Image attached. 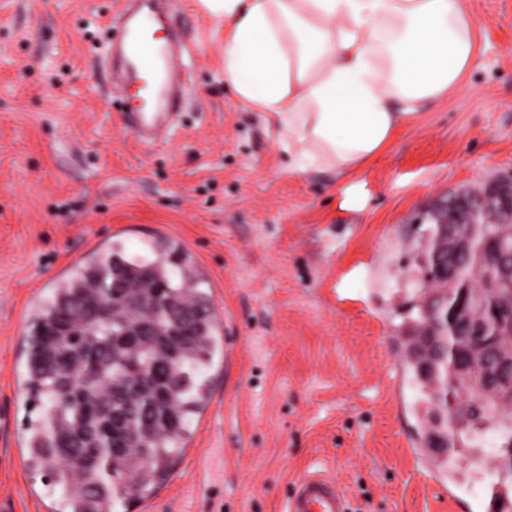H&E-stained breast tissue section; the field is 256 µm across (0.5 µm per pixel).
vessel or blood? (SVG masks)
<instances>
[{"label":"vessel or blood","mask_w":512,"mask_h":512,"mask_svg":"<svg viewBox=\"0 0 512 512\" xmlns=\"http://www.w3.org/2000/svg\"><path fill=\"white\" fill-rule=\"evenodd\" d=\"M119 41L109 45V59L121 92L135 90L140 105L128 106L126 122L144 144H152L168 133L170 119L184 90L174 71L176 55L172 42L154 43L151 27H163L160 0H125L116 16ZM288 512H349L348 503L335 477L327 472L300 477L288 501Z\"/></svg>","instance_id":"b4317fda"}]
</instances>
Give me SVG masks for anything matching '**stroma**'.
Segmentation results:
<instances>
[{
	"label": "stroma",
	"instance_id": "35a3bbf8",
	"mask_svg": "<svg viewBox=\"0 0 512 512\" xmlns=\"http://www.w3.org/2000/svg\"><path fill=\"white\" fill-rule=\"evenodd\" d=\"M478 52L361 170H288L275 129L224 81L223 30L171 0L184 49L178 124L147 146L109 88L102 27L123 0H0V503L54 512L26 464L38 413L21 386L31 309L95 245L158 234L206 277L224 319L190 454L114 512H287L298 478L334 473L351 512H490L493 473L448 472L423 436L408 366L431 294L429 212L512 171V0H463ZM366 204L340 208L338 187Z\"/></svg>",
	"mask_w": 512,
	"mask_h": 512
}]
</instances>
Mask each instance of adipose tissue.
Segmentation results:
<instances>
[{"instance_id": "adipose-tissue-1", "label": "adipose tissue", "mask_w": 512, "mask_h": 512, "mask_svg": "<svg viewBox=\"0 0 512 512\" xmlns=\"http://www.w3.org/2000/svg\"><path fill=\"white\" fill-rule=\"evenodd\" d=\"M223 23L224 80L271 119L295 172L378 156L477 51L462 0H194Z\"/></svg>"}]
</instances>
